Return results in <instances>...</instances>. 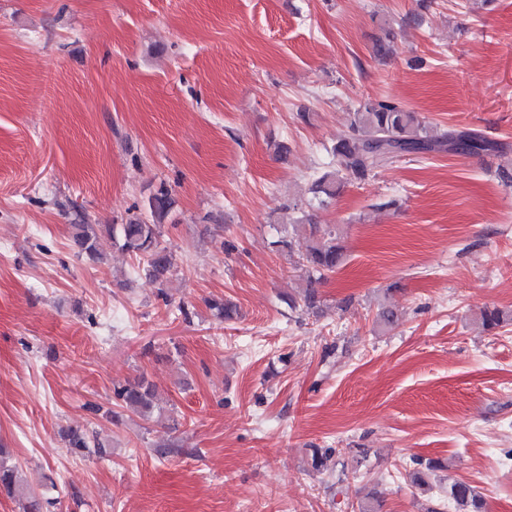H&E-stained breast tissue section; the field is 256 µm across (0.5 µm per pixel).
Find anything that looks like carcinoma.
<instances>
[{
	"mask_svg": "<svg viewBox=\"0 0 512 512\" xmlns=\"http://www.w3.org/2000/svg\"><path fill=\"white\" fill-rule=\"evenodd\" d=\"M499 145L482 139L471 131H436L418 113L411 112L398 103L388 100L367 101L352 113L350 133L338 141L332 149L334 167L314 176L308 185L311 199L324 203L340 194L350 179L362 180L375 169L393 158L404 154H431L466 152L479 154L497 150ZM171 192L160 188L145 204L146 217L126 224H77L73 236L78 252L98 259L102 255V241L108 240L112 247L144 260L148 276L156 283L168 281L174 262L173 255L162 246L159 238L161 228L173 207ZM294 229L302 234L307 245L304 260V287L300 299L288 298V306L301 308L304 312L320 317L324 314L319 287L327 277L342 265L345 251L338 229L331 224H317L313 215L301 213L294 221ZM208 306L224 321L237 316L235 306L222 300L212 299ZM483 325L496 329L512 323V311L497 307L482 311ZM399 321L396 308L390 304L380 305L376 314V325L388 330ZM120 408L143 418L152 417L158 411L157 390L154 382L145 374L128 381L113 390L112 406L104 408L98 403L86 404V409L103 414L111 421H120ZM63 440L70 452L77 457L94 453L100 458L112 454L110 448L87 429L70 427L63 433ZM333 456L331 448H314L311 452V467L316 471L329 469ZM0 492L9 497L23 493L15 470L0 464ZM445 496L457 506V512H484V500L473 486L464 481H454L442 489Z\"/></svg>",
	"mask_w": 512,
	"mask_h": 512,
	"instance_id": "1",
	"label": "carcinoma"
}]
</instances>
